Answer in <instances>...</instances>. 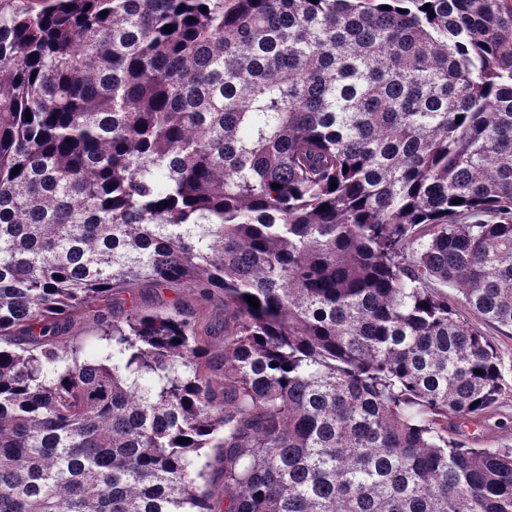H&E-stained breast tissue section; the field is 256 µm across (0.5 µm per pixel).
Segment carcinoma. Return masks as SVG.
I'll return each mask as SVG.
<instances>
[{
	"label": "carcinoma",
	"mask_w": 512,
	"mask_h": 512,
	"mask_svg": "<svg viewBox=\"0 0 512 512\" xmlns=\"http://www.w3.org/2000/svg\"><path fill=\"white\" fill-rule=\"evenodd\" d=\"M457 301L512 330V0H0V512H512ZM126 297H132L134 303L142 310L155 308H171L178 304L184 307L201 308L206 321L219 325L224 320V305L219 301L211 304H200L196 296L188 290H157L147 284H139L130 288ZM97 327L90 320H78L67 328L61 340L73 341L83 348L84 357L94 359L98 357L101 341L98 337Z\"/></svg>",
	"instance_id": "obj_1"
}]
</instances>
